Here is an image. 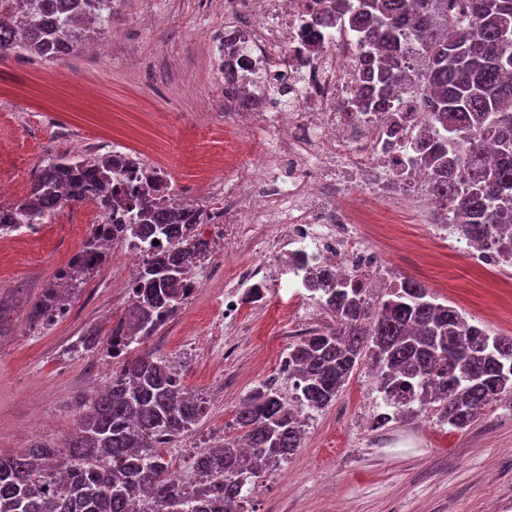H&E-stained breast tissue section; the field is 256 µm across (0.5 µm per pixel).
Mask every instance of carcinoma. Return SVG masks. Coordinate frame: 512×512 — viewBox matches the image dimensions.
<instances>
[{
  "instance_id": "carcinoma-1",
  "label": "carcinoma",
  "mask_w": 512,
  "mask_h": 512,
  "mask_svg": "<svg viewBox=\"0 0 512 512\" xmlns=\"http://www.w3.org/2000/svg\"><path fill=\"white\" fill-rule=\"evenodd\" d=\"M22 18L0 29V50L54 63L112 26L117 0H19ZM329 20L348 28L367 56L359 111L380 108L409 80L405 59L417 54L427 120L438 129L421 147L431 172L428 193L436 224H456L468 239L496 236L512 252V0H336ZM496 160L484 157V140ZM95 198L102 209L121 203L112 186V155L59 156L36 172L21 200L0 203V231L39 224L69 202ZM135 231L167 237L173 247L144 261L133 281L134 298L106 334L90 330L71 347L79 356L128 337L134 352L185 301L182 279L209 242L184 229L199 223L188 202L157 208L135 199ZM112 230L92 232L82 251L30 309L33 326L61 307L72 288L101 263ZM310 290L325 296L334 324L288 346L299 373L301 400L310 411L327 408L355 370L368 362L384 411L383 427L413 410L433 407L441 422L462 430L505 394H512V339L469 323L457 308L419 281L403 277L385 291L377 309L358 280L328 269L311 273ZM182 375L151 353L125 357L107 385L85 397L73 437L61 451L35 443L0 453V512H237L242 489L271 463L301 448L303 429L273 383L246 394L234 439L205 448L187 461L191 477L171 469L159 448L191 432L205 416L203 402L186 392Z\"/></svg>"
}]
</instances>
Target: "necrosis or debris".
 I'll return each instance as SVG.
<instances>
[{
    "label": "necrosis or debris",
    "instance_id": "1",
    "mask_svg": "<svg viewBox=\"0 0 512 512\" xmlns=\"http://www.w3.org/2000/svg\"><path fill=\"white\" fill-rule=\"evenodd\" d=\"M252 6L250 23L224 28V43L213 52L218 63H229L242 88L252 89L263 105L259 112L236 113L232 146L224 150V166L232 179L224 186V205L218 216L203 213L202 220L215 238L225 243L224 264L233 266L235 230L243 224H277L280 235L271 239V251L246 265L247 292L225 294L223 320H238L247 304L259 301L260 291L288 285L296 293L307 289L310 270L330 266L343 276L358 273L371 289L393 286L395 278L381 252L351 237L348 227L368 218L343 204L349 185L362 183L374 195L385 194L386 184L403 177L414 197L425 194L428 176L413 168L410 158L426 120L420 92L399 89L391 97L395 109V148L384 153L373 132L384 118L380 112H349L362 73L360 52L348 32L334 24L314 25L328 0H224L225 11ZM287 85L294 105H275L271 93ZM271 124L278 134L279 151L271 161L289 160L295 170L318 163L319 177L306 194L260 190L252 167L242 160L255 127ZM348 151L345 166H337V151Z\"/></svg>",
    "mask_w": 512,
    "mask_h": 512
}]
</instances>
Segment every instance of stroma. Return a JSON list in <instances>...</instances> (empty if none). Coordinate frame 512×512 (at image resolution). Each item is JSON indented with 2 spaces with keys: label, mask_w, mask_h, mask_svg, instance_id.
<instances>
[{
  "label": "stroma",
  "mask_w": 512,
  "mask_h": 512,
  "mask_svg": "<svg viewBox=\"0 0 512 512\" xmlns=\"http://www.w3.org/2000/svg\"><path fill=\"white\" fill-rule=\"evenodd\" d=\"M103 55L81 47L56 63L0 51V180L12 200L24 198L34 172L59 155L84 157L131 149L163 167L187 201H205L227 177L215 169L224 153V115L236 111L210 46L224 32L217 0H119ZM361 202L382 211L386 223L367 239L383 248L396 278H414L474 324L512 337V265L479 272L452 234H430L427 203L400 194ZM87 209L69 203L46 216L38 236L0 242V301L13 307L0 337V453L37 441L61 446L72 436L80 402L106 384L113 369L105 352L66 355L90 326L109 330L128 306V288L112 282L115 251L73 294L70 312L36 329L26 319L81 251ZM202 287L144 346L181 369L182 382L205 402L201 423L174 444L169 460L181 468L191 454L232 432L243 397L276 381L275 358L298 331L330 326L320 303L289 288L268 289L241 324L212 335L217 299L244 289L232 272L211 266ZM380 395L373 372L361 366L329 407L306 415L302 445L287 463L251 483L248 512H512V395L482 410L468 428L443 424L432 408L375 427Z\"/></svg>",
  "instance_id": "stroma-1"
}]
</instances>
